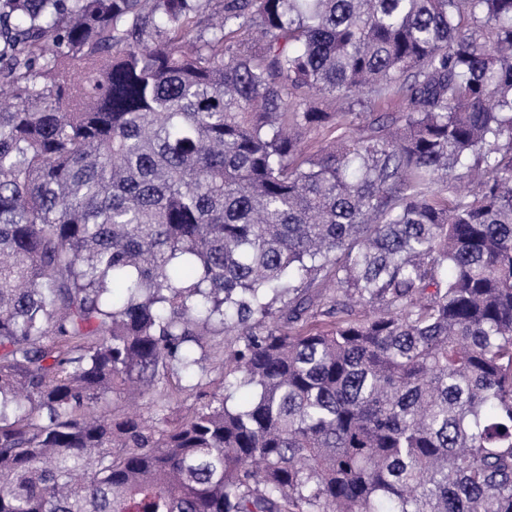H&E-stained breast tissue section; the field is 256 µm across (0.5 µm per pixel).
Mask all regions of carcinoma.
I'll use <instances>...</instances> for the list:
<instances>
[{"mask_svg": "<svg viewBox=\"0 0 512 512\" xmlns=\"http://www.w3.org/2000/svg\"><path fill=\"white\" fill-rule=\"evenodd\" d=\"M201 2L0 0V512H512V0ZM394 103L388 106H374L371 111H360L358 107L352 114H339L335 121L325 127L312 129L303 134V142L308 154H313L333 140H338L350 132H357L359 126H367L383 112L396 110ZM373 110V111H372ZM190 383L185 377L180 379L170 377L167 382V388L175 390L178 386H188ZM176 391V390H175ZM197 402L196 392L191 390L176 391V398L172 401L171 407L173 408V415L171 419L178 418L189 414L190 410Z\"/></svg>", "mask_w": 512, "mask_h": 512, "instance_id": "obj_1", "label": "carcinoma"}]
</instances>
